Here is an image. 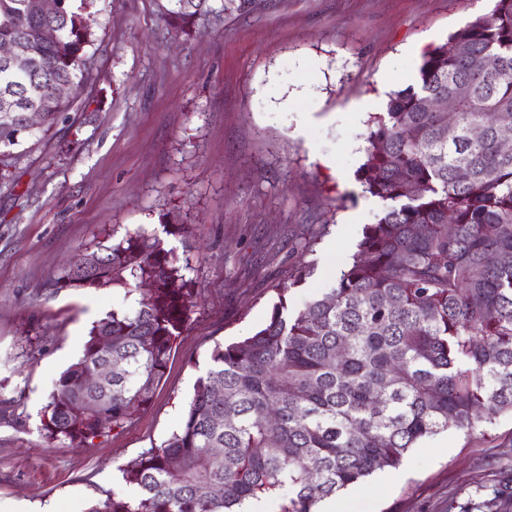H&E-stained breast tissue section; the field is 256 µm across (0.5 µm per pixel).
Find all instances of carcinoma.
Here are the masks:
<instances>
[{
	"label": "carcinoma",
	"instance_id": "carcinoma-1",
	"mask_svg": "<svg viewBox=\"0 0 512 512\" xmlns=\"http://www.w3.org/2000/svg\"><path fill=\"white\" fill-rule=\"evenodd\" d=\"M60 2L46 17L41 0H0V43L24 58L0 59L1 170L66 121L90 78L89 0ZM166 2L177 35L213 12L210 0ZM450 43L452 54L426 52L368 125L358 179L391 205L333 287L288 314L286 294L310 274L297 268L263 328L215 346L179 428L123 466L139 494L89 512H238L263 496L281 498V512H314L398 468L418 443L512 412V151L500 144L512 128V0H494ZM61 85L71 96L55 94ZM440 94L459 96L458 111H427ZM29 111L43 114L40 126L27 125ZM95 252L104 265L70 267L56 287L154 288L95 322L55 383L43 430L78 445L124 429L149 404L192 306L179 256L145 229ZM103 335L108 351L95 348ZM107 362L112 382L91 385Z\"/></svg>",
	"mask_w": 512,
	"mask_h": 512
}]
</instances>
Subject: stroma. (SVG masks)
Wrapping results in <instances>:
<instances>
[{"instance_id":"obj_1","label":"stroma","mask_w":512,"mask_h":512,"mask_svg":"<svg viewBox=\"0 0 512 512\" xmlns=\"http://www.w3.org/2000/svg\"><path fill=\"white\" fill-rule=\"evenodd\" d=\"M165 0H91L84 103L0 179V512H87L132 492L121 468L178 429L218 344L330 288L385 204L357 177L368 124L489 0H223L187 35ZM145 228L194 305L153 399L81 446L47 438L54 382L123 288L56 289L66 265ZM348 489L345 512H484L512 481V413L451 430Z\"/></svg>"}]
</instances>
